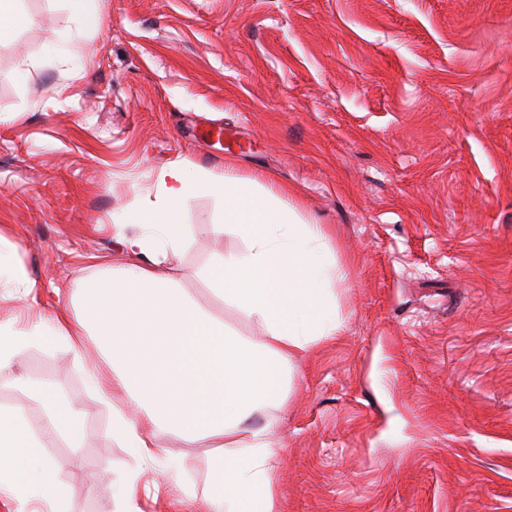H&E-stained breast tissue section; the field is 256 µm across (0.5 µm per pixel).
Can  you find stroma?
Returning a JSON list of instances; mask_svg holds the SVG:
<instances>
[{"mask_svg": "<svg viewBox=\"0 0 512 512\" xmlns=\"http://www.w3.org/2000/svg\"><path fill=\"white\" fill-rule=\"evenodd\" d=\"M19 0L0 42V235L34 283L4 298L25 328L75 314L82 278L121 260L125 212L181 163L233 162L320 225L342 327L293 361L273 431L280 512H512V0ZM224 131L223 140L210 135ZM224 205L191 196L182 288L245 340L263 333L202 272L243 251ZM96 351L34 347L0 370V404L32 426L41 375L85 413L48 454L78 512H118L134 464L87 384ZM185 470L138 481L141 512H200L183 486L214 448L175 436ZM71 16L77 22V31L85 32L101 26L102 20L93 6V0H66Z\"/></svg>", "mask_w": 512, "mask_h": 512, "instance_id": "obj_1", "label": "stroma"}]
</instances>
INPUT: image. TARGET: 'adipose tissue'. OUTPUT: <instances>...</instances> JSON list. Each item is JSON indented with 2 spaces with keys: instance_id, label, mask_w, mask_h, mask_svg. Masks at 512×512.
Wrapping results in <instances>:
<instances>
[{
  "instance_id": "obj_1",
  "label": "adipose tissue",
  "mask_w": 512,
  "mask_h": 512,
  "mask_svg": "<svg viewBox=\"0 0 512 512\" xmlns=\"http://www.w3.org/2000/svg\"><path fill=\"white\" fill-rule=\"evenodd\" d=\"M204 188L224 202L215 233H234L246 250L218 255L203 277L214 296L265 328L258 342L230 333L170 274L187 236L181 206ZM128 219L138 228L128 261L81 282L74 317L28 330L0 322V368L35 344L75 348L93 339L112 384L102 387L94 374L90 384L111 403L112 437L137 467L157 459L168 435L190 447L223 441L232 455L217 457L211 481L186 488V495L201 500L203 512H279L282 459L272 445L273 425L256 427L249 419L256 409L281 407L291 358L340 328L335 284L341 271L323 258L321 229L294 220L270 189L229 165L206 183L184 165H169L159 175L155 201L132 207ZM31 392L47 405L39 429L31 428L23 405H0V495L15 503L14 512H27L33 502L46 503L49 512H72L46 451L62 440L79 447L84 415L49 387L35 385Z\"/></svg>"
}]
</instances>
